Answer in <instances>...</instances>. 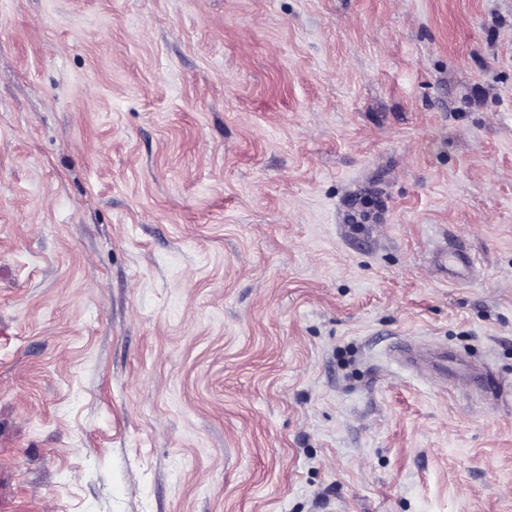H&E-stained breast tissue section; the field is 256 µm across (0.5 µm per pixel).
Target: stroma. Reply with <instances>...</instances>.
Segmentation results:
<instances>
[{"label": "stroma", "mask_w": 512, "mask_h": 512, "mask_svg": "<svg viewBox=\"0 0 512 512\" xmlns=\"http://www.w3.org/2000/svg\"><path fill=\"white\" fill-rule=\"evenodd\" d=\"M330 503L512 512V0H0V512Z\"/></svg>", "instance_id": "stroma-1"}]
</instances>
